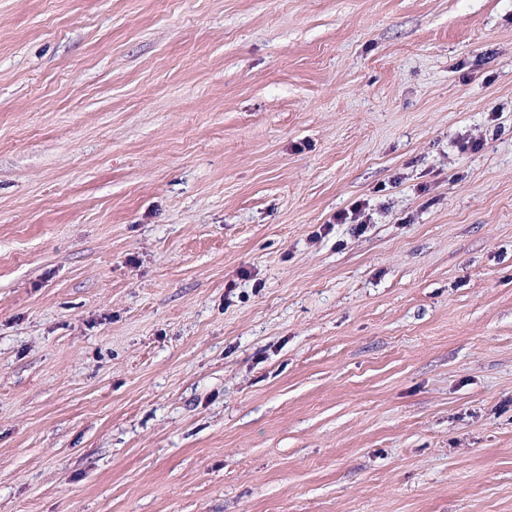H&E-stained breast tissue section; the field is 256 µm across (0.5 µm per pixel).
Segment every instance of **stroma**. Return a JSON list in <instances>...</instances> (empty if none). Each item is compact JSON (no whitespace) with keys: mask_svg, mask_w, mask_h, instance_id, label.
Returning <instances> with one entry per match:
<instances>
[{"mask_svg":"<svg viewBox=\"0 0 512 512\" xmlns=\"http://www.w3.org/2000/svg\"><path fill=\"white\" fill-rule=\"evenodd\" d=\"M0 512H512V0H0Z\"/></svg>","mask_w":512,"mask_h":512,"instance_id":"1","label":"stroma"}]
</instances>
